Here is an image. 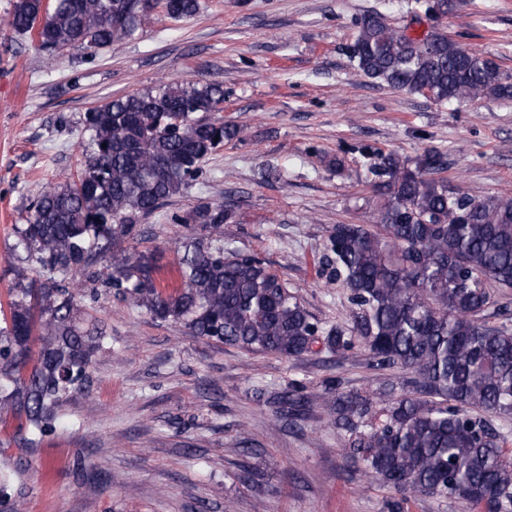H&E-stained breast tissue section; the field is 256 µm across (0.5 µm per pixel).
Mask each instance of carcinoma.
<instances>
[{
  "instance_id": "obj_1",
  "label": "carcinoma",
  "mask_w": 512,
  "mask_h": 512,
  "mask_svg": "<svg viewBox=\"0 0 512 512\" xmlns=\"http://www.w3.org/2000/svg\"><path fill=\"white\" fill-rule=\"evenodd\" d=\"M133 6L125 22L117 15ZM444 16L452 0H415ZM198 0H15L7 24L45 51L94 54L132 38L161 11L194 16ZM354 70L438 103L512 100L496 62L438 29L416 33L373 11L356 21ZM224 86L184 80L132 91L87 110L89 140L77 175L62 174L14 228L27 265L0 319V418L44 437L86 380L106 333L81 305L77 277L103 280L153 318L251 353L299 359L318 343L331 352L359 346L372 368L413 374L400 391L331 393L329 412L347 456L373 481L410 496L453 498L512 512L508 436L492 419L512 415V331L481 314L491 289L512 288V197L478 198L448 187L443 156L415 159L369 146L357 151L377 197L374 223L336 224L328 238L329 279L348 289L350 335L328 331L256 254L224 252L222 202H200L177 218L214 241L190 239L179 260L183 286L157 287L151 253L121 248L201 173V163L238 135L224 124ZM114 247L112 271L88 272ZM15 471L0 467V512H24L12 494Z\"/></svg>"
}]
</instances>
